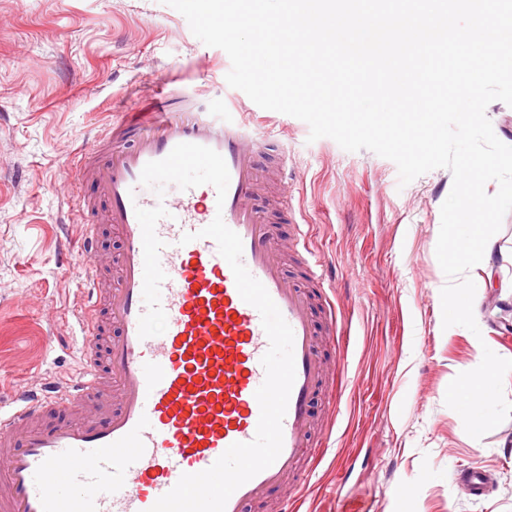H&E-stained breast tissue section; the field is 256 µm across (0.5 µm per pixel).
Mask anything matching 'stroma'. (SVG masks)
Wrapping results in <instances>:
<instances>
[{"label": "stroma", "mask_w": 512, "mask_h": 512, "mask_svg": "<svg viewBox=\"0 0 512 512\" xmlns=\"http://www.w3.org/2000/svg\"><path fill=\"white\" fill-rule=\"evenodd\" d=\"M230 67L163 0H0V407L17 386L80 375L84 257L70 169L114 112L175 84L209 111L234 98L292 155L297 220L336 305L323 353L341 364L328 379L339 405L315 406L321 454L310 481L247 512H276L286 496L298 497L299 512H341L361 498L374 512H512V418L475 439L444 403L484 349L512 359V295L500 287L485 289L474 311L479 333L442 326L447 278L435 249L451 172L400 186L392 161L309 141L305 122L257 108L228 86ZM472 466L489 483L476 498L459 483Z\"/></svg>", "instance_id": "obj_1"}]
</instances>
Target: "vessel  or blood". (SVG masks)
I'll use <instances>...</instances> for the list:
<instances>
[{
  "mask_svg": "<svg viewBox=\"0 0 512 512\" xmlns=\"http://www.w3.org/2000/svg\"><path fill=\"white\" fill-rule=\"evenodd\" d=\"M269 140L234 113L199 110L165 87L121 110L84 147L74 170L87 216L84 372L66 387L22 391L11 411H0V512H149L182 474L254 439L269 339L215 241L198 235L218 215L291 326L295 358L281 453L225 512H245L288 479H304L313 404L327 391L321 337L335 333L336 308L326 304L316 325L313 290L323 281L304 255L294 194L278 202L280 219L293 224L287 250L259 205ZM180 143L223 156L225 200L208 184L161 197L141 185L144 166ZM103 223L120 238L112 265L99 259ZM187 233L194 241L181 244Z\"/></svg>",
  "mask_w": 512,
  "mask_h": 512,
  "instance_id": "obj_1",
  "label": "vessel or blood"
}]
</instances>
